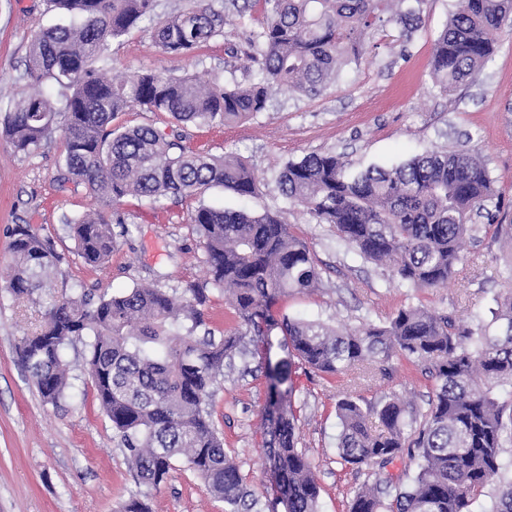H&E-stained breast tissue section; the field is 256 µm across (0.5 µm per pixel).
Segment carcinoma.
Returning a JSON list of instances; mask_svg holds the SVG:
<instances>
[{"label":"carcinoma","mask_w":512,"mask_h":512,"mask_svg":"<svg viewBox=\"0 0 512 512\" xmlns=\"http://www.w3.org/2000/svg\"><path fill=\"white\" fill-rule=\"evenodd\" d=\"M405 0H263L266 20L246 58L257 81L226 88L200 85L170 71H131L108 80L99 63L111 41L155 14V0H47L69 24L41 27L32 36L25 75L38 91L0 116V132L27 153L61 124L67 179L83 183L99 208L67 224L76 254L91 266L108 262L116 235L106 211L128 196L152 203L192 197L221 185L240 195L261 181L239 157L190 149L179 136L152 125L112 126L120 112H165L177 124L209 126L246 120L267 108L272 90L286 87L317 96L344 66L359 60L366 38L387 25L407 34L426 0L402 11ZM433 45L431 77L444 92L465 84L496 50L493 34L512 21V0H457ZM224 34V12L213 0L155 23L152 38L165 54L192 57ZM64 96L56 109L42 90ZM276 183L288 200L367 261L391 266L400 285L443 288L463 271L461 244L475 237L473 218L495 196L494 180L473 151L416 155L395 167L347 171L333 153L290 161ZM189 223L204 249L208 279L190 283L177 298L155 286L101 298L56 294L59 256L54 241L30 224L11 232L7 290L44 309L43 323L25 337L18 355L44 402L66 394L64 350L86 336L87 373L112 422L138 483L154 489L183 458L228 512H266L269 504L247 489L224 449L211 413L214 387L247 354V345L286 337L284 355L265 356L264 420L271 428L268 469L285 512H319L313 466L297 448L295 367L340 377L358 371L371 381L390 377L397 356L429 374L434 391L426 412L396 394L367 403L345 392L336 402L337 451L347 464L366 466L348 512H475L497 486L489 512H512V474L502 464L512 447V259L506 285L489 321L462 325L448 314L407 304L381 325L344 331L319 321L277 318L273 306L291 291L317 287L321 273L306 245L278 216L199 205ZM228 292L249 335L215 338L200 306L208 286ZM416 462L407 483L387 467L403 454Z\"/></svg>","instance_id":"cac0c4a2"}]
</instances>
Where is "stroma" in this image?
Wrapping results in <instances>:
<instances>
[{"label": "stroma", "instance_id": "obj_1", "mask_svg": "<svg viewBox=\"0 0 512 512\" xmlns=\"http://www.w3.org/2000/svg\"><path fill=\"white\" fill-rule=\"evenodd\" d=\"M225 11L224 34L188 60L160 52L149 24L112 42L106 76L132 70L189 73L200 82L245 85L256 69L245 53L264 13L253 4L238 15L232 0H214ZM456 0H425L420 22L410 35L389 26L375 31L358 64L343 67L327 88L306 97L287 89L270 94L265 112L229 125L181 127L185 145L221 155L235 153L262 178L257 195L242 197L213 186L196 197L153 204L127 197L110 211L117 246L110 261L93 268L75 252L67 220L96 207L85 185L61 182L64 143L61 132L29 153L14 152L0 139V263L9 258V233L29 224L50 236L61 261L69 293L109 297L137 284L181 294L189 283L204 282L205 254L189 222L199 205L279 215L307 245L321 272L318 287L278 298L277 314L329 324H381L402 305L413 303L472 324L490 320L494 296L503 285L512 247L485 219H477L475 240L464 246L466 270L447 287L412 291L391 282L387 267L358 257L339 242L334 229L316 223L303 206L276 187L287 162L331 152L350 169L371 164L394 166L426 151L473 150L489 169L498 195L487 209H498L512 223V23L496 33L497 50L475 78L446 93L430 77L433 43ZM45 0H0V105L26 98L31 89L25 65L31 36L55 23ZM205 326L215 336L244 331L223 291L210 290L202 308ZM41 323L26 301L13 300L0 287V512H121L140 494L129 465L100 407L85 366L86 347L68 346L69 388L58 405L43 403L22 365L17 347ZM390 379L355 387L364 401L394 392L426 408L434 382L405 360L392 361ZM262 355L236 365L215 389L212 420L235 457L248 487L267 498L277 489L263 463L268 453L262 411L266 398ZM298 446L311 459L320 486V512H346L363 482L357 466L340 461L336 400L346 380L295 374ZM151 512H225L185 461H178L165 483L149 495Z\"/></svg>", "mask_w": 512, "mask_h": 512}]
</instances>
